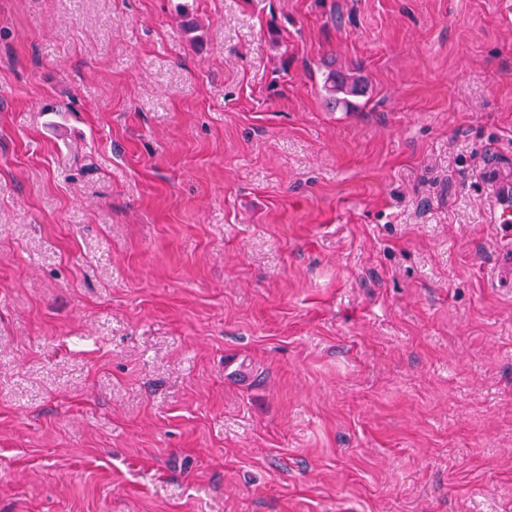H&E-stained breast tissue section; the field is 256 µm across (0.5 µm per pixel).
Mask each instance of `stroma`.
<instances>
[{
	"mask_svg": "<svg viewBox=\"0 0 512 512\" xmlns=\"http://www.w3.org/2000/svg\"><path fill=\"white\" fill-rule=\"evenodd\" d=\"M508 173L512 0H0V512H512ZM363 81L362 75L336 72V69L328 70L324 77L323 90L332 107L342 103L348 108L351 104L346 97L360 96L363 92ZM339 94H343L344 97H339Z\"/></svg>",
	"mask_w": 512,
	"mask_h": 512,
	"instance_id": "1",
	"label": "stroma"
}]
</instances>
